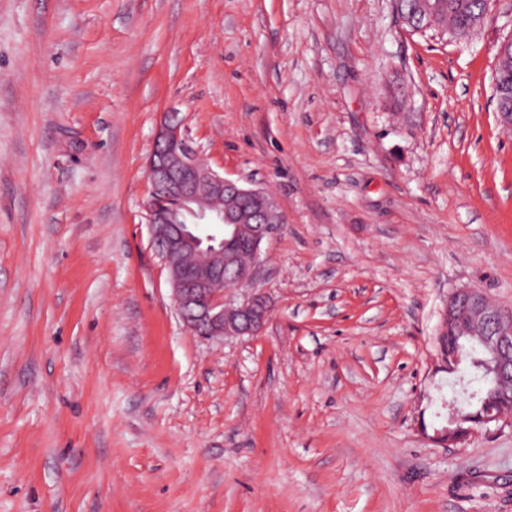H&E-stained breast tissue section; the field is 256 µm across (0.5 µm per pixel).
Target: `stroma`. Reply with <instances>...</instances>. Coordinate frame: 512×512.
<instances>
[{
	"mask_svg": "<svg viewBox=\"0 0 512 512\" xmlns=\"http://www.w3.org/2000/svg\"><path fill=\"white\" fill-rule=\"evenodd\" d=\"M0 0V512H512V425L425 437L451 292L512 310V0ZM166 112L272 192L259 335L205 340L149 239ZM418 4L406 11L396 8L397 14L407 26L417 29L420 24L423 27L434 26L441 28L442 17L439 12V0H414ZM484 1L485 0H441L440 2L443 7L446 22H448V25H452L451 27L453 28L460 27L467 23L472 16L470 24L465 29L466 34L469 35L475 28L481 27L489 16L488 5L486 10L483 11L485 9Z\"/></svg>",
	"mask_w": 512,
	"mask_h": 512,
	"instance_id": "obj_1",
	"label": "stroma"
}]
</instances>
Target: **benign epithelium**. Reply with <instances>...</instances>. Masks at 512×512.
<instances>
[{"instance_id": "1", "label": "benign epithelium", "mask_w": 512, "mask_h": 512, "mask_svg": "<svg viewBox=\"0 0 512 512\" xmlns=\"http://www.w3.org/2000/svg\"><path fill=\"white\" fill-rule=\"evenodd\" d=\"M402 22L441 27L438 0H417L404 11ZM498 118L512 128V85L496 84ZM150 198L145 204L150 242L171 286L174 307L186 329L204 339L223 336H255L269 316L267 298L253 291L262 259L261 246L278 228L288 223L272 195L263 187H245L203 163L183 121L164 113L154 149L147 161ZM254 203L250 210L233 201ZM244 249L251 264L241 267L236 253ZM237 280L246 290L237 306L224 302V280ZM440 337L448 342L477 343L490 382L501 390L512 385V312L488 302L479 288H460L448 298ZM512 424V402L462 425L452 409L448 428L437 440L463 444L478 426Z\"/></svg>"}]
</instances>
